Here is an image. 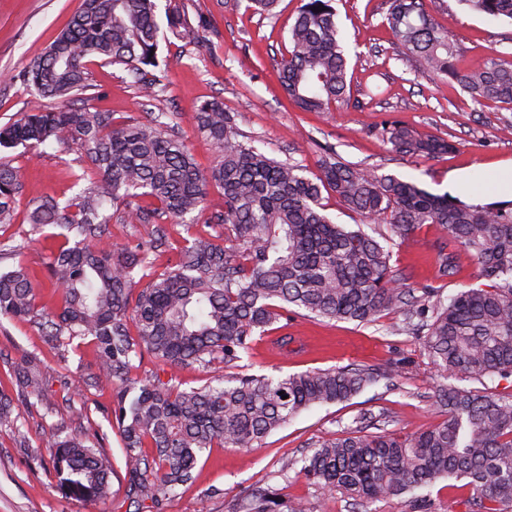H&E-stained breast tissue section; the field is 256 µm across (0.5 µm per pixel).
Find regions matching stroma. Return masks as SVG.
Returning a JSON list of instances; mask_svg holds the SVG:
<instances>
[{
    "label": "stroma",
    "mask_w": 512,
    "mask_h": 512,
    "mask_svg": "<svg viewBox=\"0 0 512 512\" xmlns=\"http://www.w3.org/2000/svg\"><path fill=\"white\" fill-rule=\"evenodd\" d=\"M179 2L190 22L203 26L208 43L197 51L161 33L160 66L155 71L162 88L158 100L139 97L124 66L96 59L88 64L91 87L83 98L122 120L143 122L150 115H161L169 133L189 147L200 167L212 165L214 149L195 128V108L212 99L223 102L245 140L255 141L277 159L298 162L311 175L318 173L323 157L334 152L358 167L395 174L432 193L473 200L485 191L496 170L512 165V107L478 106L458 83L443 82L422 71L410 57L396 53L381 24L386 0H335L336 21L349 59L351 96L360 105L323 113L298 110L284 95L278 78L288 29L301 0H280L272 16L257 14L251 0ZM79 4L80 0H0V124L20 118L36 104L49 111L57 108L56 100H35L15 76L53 41ZM426 7L440 24L455 31L463 67L479 66L494 50L512 55V23L467 10L457 0H427ZM394 121L422 136L448 140L455 149L435 158L390 152L379 131ZM79 160L73 152L68 162H61L54 146L35 162L29 161L23 147H0V163L26 170L15 220L0 226V241H31L20 257L0 260L1 267L21 262L42 270L55 241L33 232L28 211L39 199L68 193L69 167ZM158 229L165 234L156 255L162 268L174 260L186 232L205 237L216 232L210 224L188 229L165 217L155 226L112 223L108 242L116 248L136 236L147 240ZM446 250L452 253L453 267L444 274L440 258ZM391 264L410 287L435 289L443 299L483 284L471 255L449 246L445 231L435 224L423 225L395 248ZM277 334L291 337L288 349L277 347L269 336L257 341L241 363L242 373L287 375L351 366L373 368L384 377L347 401L301 412L259 448L208 449L197 465L196 483L180 488L162 512H230L262 481L279 488L285 499L308 501L310 512H361L341 493H318L293 473L281 477L282 466L295 464L312 442L363 418L398 433L442 421L432 400L441 377L421 342L404 331L399 315L363 324L316 319L298 310L278 323ZM25 354L49 366L54 394L37 407L18 403L16 413L29 427L26 439L0 429V512H137V503L125 494L122 440L111 388L90 389L86 405L101 426L112 457V499L89 502L63 497L49 462L48 441L57 426L79 423L81 405L65 403L61 394L74 379L92 377V344L83 342L64 356L33 323L0 322L1 390L14 391L9 363ZM424 495L427 512H476L469 487L453 479L438 481Z\"/></svg>",
    "instance_id": "35a3bbf8"
}]
</instances>
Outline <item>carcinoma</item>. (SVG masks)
Here are the masks:
<instances>
[{
  "instance_id": "obj_1",
  "label": "carcinoma",
  "mask_w": 512,
  "mask_h": 512,
  "mask_svg": "<svg viewBox=\"0 0 512 512\" xmlns=\"http://www.w3.org/2000/svg\"><path fill=\"white\" fill-rule=\"evenodd\" d=\"M333 2L303 0L288 31L279 78L287 99L304 112L359 106L351 99ZM459 2L512 22V0ZM157 9V0H81L45 51L17 75L35 98L56 99L64 107L35 106L0 126L1 147L21 145L36 156L57 144L95 170L94 178L76 176L71 196L41 200L29 213L33 230L49 226L57 240L44 262L56 296L53 307L39 303L38 273L18 263L0 270V319L33 322L64 354L75 340L92 337L93 380L113 389L125 492L138 509L161 512L179 488L193 483L198 459L213 445L256 448L302 411L346 401L379 377L345 366L286 376L221 374L182 389L157 373L132 376L146 352L169 367L208 370L219 363L228 369L293 307L316 318L360 323L397 313L410 333L421 335L440 371L461 379L512 381V201L467 203L331 155L311 178L302 166L278 161L241 139L216 100L200 104L195 113L199 133L216 152L208 169L157 120L119 123L110 112L73 105L89 88V57L124 66L145 96L156 95L159 80L151 69L158 66ZM165 19L173 35L199 43L180 5L167 4ZM383 24L398 51L434 75L457 81L473 101L512 105V56L493 51L482 66L461 69L456 34L433 18L425 0H388ZM380 135L391 151L405 156L436 157L454 149L398 122L383 126ZM24 180L21 168L0 164V225L14 223ZM211 186L224 191V211L208 215ZM325 191L363 223L389 225L386 244L334 222L323 203ZM139 197L151 203H132ZM163 214L181 223L213 224L224 235L189 236L162 272L154 268L152 241L103 246L112 220L153 224ZM423 224L442 227L449 241L465 248L488 287L431 305L434 289L415 295L390 264L391 248ZM142 280L144 286L137 287ZM11 371L17 391H0V428L22 437L15 403H42L52 390L34 356L11 362ZM435 398L446 414L436 426L406 436L347 427L315 441L299 474L320 493L346 494L364 512L450 478L466 480L480 512H512V389L440 385ZM51 448L62 494L91 501L112 497V461L96 422L87 420L82 434L57 428ZM234 512L308 508L259 485L243 510Z\"/></svg>"
}]
</instances>
